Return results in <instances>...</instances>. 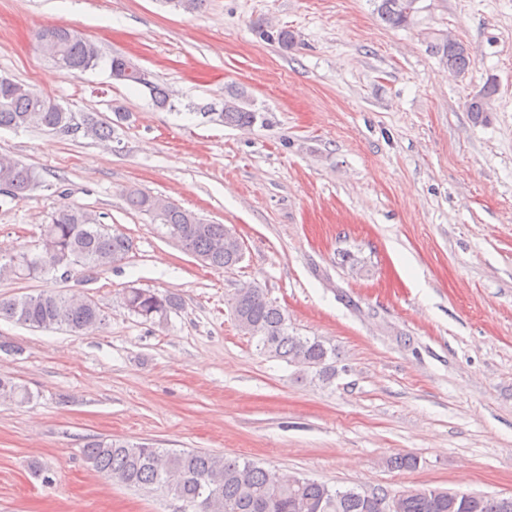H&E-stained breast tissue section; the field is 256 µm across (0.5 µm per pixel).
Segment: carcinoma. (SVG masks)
<instances>
[{"label": "carcinoma", "instance_id": "obj_1", "mask_svg": "<svg viewBox=\"0 0 512 512\" xmlns=\"http://www.w3.org/2000/svg\"><path fill=\"white\" fill-rule=\"evenodd\" d=\"M417 0H374L375 11L390 28L414 24ZM40 50L55 58L53 64L75 74L97 67L101 53L97 46L76 30L48 25L35 33ZM431 49L441 56L449 71L465 73L472 52L462 42L440 38ZM110 73L118 81L148 90L157 110H173L172 93L156 81L142 83L138 69L122 55L109 62ZM496 88L486 86L466 104L475 124L488 122L490 100ZM210 119L226 126L252 127L261 113L253 108L246 90L230 86L224 90V107L208 113ZM35 127L66 135L112 140V123L95 113L80 116L65 110L51 97L20 81L0 79V128ZM43 183L32 166L17 160H0V194L18 198ZM128 209L149 215L167 229L182 248L202 262L218 269H231L243 257L242 245L224 239L227 227L208 224L194 213L161 197L129 188L124 193ZM133 249L131 238L102 221V216L77 206L50 216L41 225L36 244L3 258L0 277L32 279L55 275L90 280L100 270L122 264ZM123 305L131 313L158 327L168 324L171 313L182 307L175 293L131 288L123 294ZM232 315L240 331L256 341L260 352L288 363L315 370L329 382L336 375L332 360L336 347L317 336H303L289 330L288 312L272 301L255 283L237 289L231 297ZM0 319L36 329H65L76 336L99 328L105 316L86 296L43 290L21 297L0 298ZM0 399L23 403L28 389L10 377H0ZM83 455L96 472L129 488L160 492L186 503L190 512H382L388 489L339 488L307 477H278L258 463L244 458H228L199 450L176 451L152 444H131L112 438H91ZM460 490L422 487L402 490L400 512H512L504 510L500 498Z\"/></svg>", "mask_w": 512, "mask_h": 512}]
</instances>
